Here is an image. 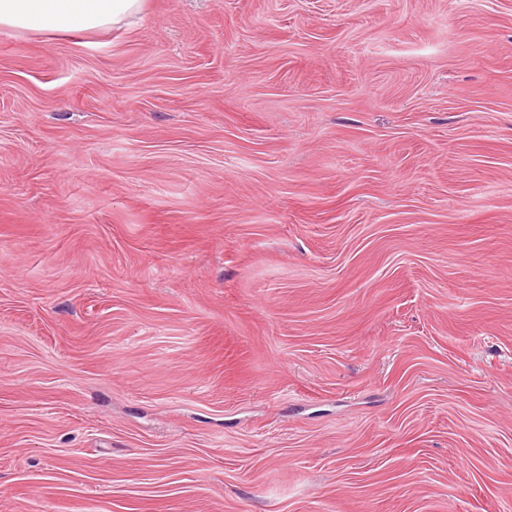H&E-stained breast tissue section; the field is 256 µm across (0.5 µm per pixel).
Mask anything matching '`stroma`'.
<instances>
[{
  "label": "stroma",
  "mask_w": 512,
  "mask_h": 512,
  "mask_svg": "<svg viewBox=\"0 0 512 512\" xmlns=\"http://www.w3.org/2000/svg\"><path fill=\"white\" fill-rule=\"evenodd\" d=\"M0 512H512V0L0 30Z\"/></svg>",
  "instance_id": "obj_1"
}]
</instances>
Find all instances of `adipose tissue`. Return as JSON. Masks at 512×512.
<instances>
[{
	"mask_svg": "<svg viewBox=\"0 0 512 512\" xmlns=\"http://www.w3.org/2000/svg\"><path fill=\"white\" fill-rule=\"evenodd\" d=\"M140 8L141 0H0V29L91 32L118 26Z\"/></svg>",
	"mask_w": 512,
	"mask_h": 512,
	"instance_id": "adipose-tissue-1",
	"label": "adipose tissue"
}]
</instances>
